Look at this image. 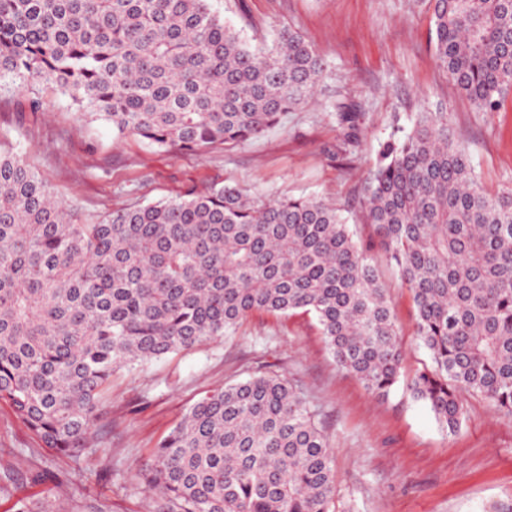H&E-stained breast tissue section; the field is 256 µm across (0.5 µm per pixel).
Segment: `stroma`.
Wrapping results in <instances>:
<instances>
[{"label":"stroma","instance_id":"obj_1","mask_svg":"<svg viewBox=\"0 0 512 512\" xmlns=\"http://www.w3.org/2000/svg\"><path fill=\"white\" fill-rule=\"evenodd\" d=\"M226 23L254 46L281 27L300 32L326 70L315 92L281 125L234 149L191 154L118 137L82 117L68 98L42 92L31 111L24 95L0 97V131L82 217L161 201L190 187L239 184L273 199L321 196L341 208L360 241L373 229L358 197L384 142L418 112H439L471 155L486 190L512 186V96L478 112L439 67L430 46V0H213ZM355 104L361 139L347 156L326 150L343 133L335 103ZM370 257L402 342V374L387 396L369 393L335 362L313 315H249L233 335L153 359L112 376L93 432L97 452L42 447L0 403V468H12L0 512H161L143 483L158 442L206 393L256 371L286 373L316 406L334 450V512H512V419L467 392V417L447 434L407 388L431 362L416 339L415 313L396 269Z\"/></svg>","mask_w":512,"mask_h":512}]
</instances>
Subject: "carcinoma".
Listing matches in <instances>:
<instances>
[{
  "label": "carcinoma",
  "instance_id": "1",
  "mask_svg": "<svg viewBox=\"0 0 512 512\" xmlns=\"http://www.w3.org/2000/svg\"><path fill=\"white\" fill-rule=\"evenodd\" d=\"M439 66L479 112L512 92V0H434ZM296 30L251 46L212 0H0V91L68 98L92 121L162 149L258 139L315 91ZM360 139L353 105H336ZM359 205L413 301L432 366L408 389L457 433L467 390L512 417V188L487 192L448 119L422 112L387 141ZM317 319L336 363L372 394L399 381L385 288L336 204L188 188L84 218L17 151L0 148V402L45 447H85L122 367L228 336L256 311ZM145 483L169 512H331L333 450L318 410L279 372L193 404Z\"/></svg>",
  "mask_w": 512,
  "mask_h": 512
}]
</instances>
